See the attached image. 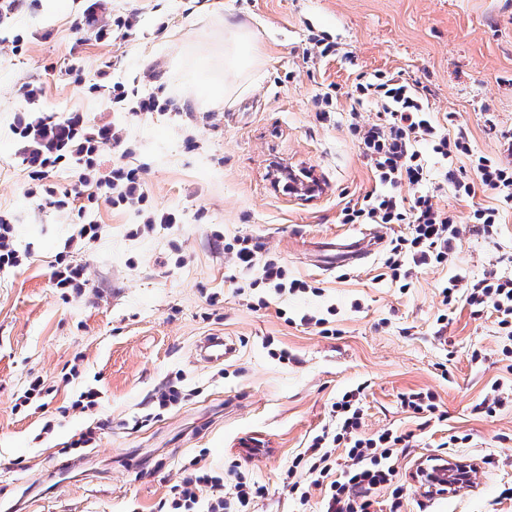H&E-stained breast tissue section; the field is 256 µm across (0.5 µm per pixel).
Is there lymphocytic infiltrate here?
<instances>
[{
	"label": "lymphocytic infiltrate",
	"instance_id": "lymphocytic-infiltrate-1",
	"mask_svg": "<svg viewBox=\"0 0 512 512\" xmlns=\"http://www.w3.org/2000/svg\"><path fill=\"white\" fill-rule=\"evenodd\" d=\"M74 84L84 85L86 93L108 92L113 104H134L136 112H160L164 105L157 95H139L136 89L116 82L84 84L79 67L68 71ZM356 102L371 101L382 110L379 123L362 125L351 122L362 155L375 181L374 188L361 202L341 210L345 224H399L403 230L394 236L383 261L393 282H410L416 269L429 265H448L453 260L459 225H478L486 236H493L499 224L494 207H476L468 215L458 216L435 207L423 184L428 175L427 154L446 163L445 179L456 196L474 197L477 191L494 195L503 203L512 202V165L498 158L474 154L464 133H449L435 123L416 86L387 75L361 79L352 92ZM12 132L20 141H32L36 150L25 165L31 182L28 195H42L46 205L74 214L79 239L97 241L104 231L94 214L100 202L112 207L136 206L144 230L176 223L174 213L154 208L141 178V171L123 160L103 167L105 147L132 152L122 133L109 125L89 132L81 115L60 117L45 114L35 121L17 114ZM469 158L470 174H462L453 163ZM75 167L78 180L89 186L83 202L71 193H57L46 180L50 172ZM261 242L244 238L226 247L232 273L230 282L249 279L251 287L269 290L258 298V308H268L270 296L310 291L309 282L289 278L287 269L277 260L262 256ZM445 304L464 301L472 314L490 312L499 333L512 335V275L489 270L477 282L451 276L442 290ZM334 428H322L312 437L304 452L297 454L287 471V485L300 504H307L312 490L322 494L323 512H377L375 493L388 489V512H401L404 487L398 479L396 461L400 449L408 447L407 435L384 429L371 436L360 432L364 410L360 393L344 392L332 405ZM265 494L264 485L252 476L229 466L224 472L199 471L184 476L172 498L160 500L156 512H251L254 502Z\"/></svg>",
	"mask_w": 512,
	"mask_h": 512
}]
</instances>
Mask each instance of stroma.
<instances>
[{"mask_svg":"<svg viewBox=\"0 0 512 512\" xmlns=\"http://www.w3.org/2000/svg\"><path fill=\"white\" fill-rule=\"evenodd\" d=\"M86 5L26 0L0 18V216L31 253L0 272V506L152 512L184 473L234 463L268 487L255 512H295L285 471L328 422L332 403L359 387L364 434L389 427L412 437L397 463L407 487L401 512H512L500 496L512 481V408L494 417L474 410L492 382L507 379L502 350L511 341L492 317L463 306L448 326L437 322L449 275L476 280L512 256V208L500 209L495 239L463 225L453 264L422 269L404 290L378 278L399 225L385 229L365 261L340 250L375 230L340 221L342 208L374 186L348 128L355 107L363 121L378 119L375 105H355L356 77L382 71L416 84L435 117L457 113L474 150L499 156L497 134L512 130V0H98L100 22L131 13L138 20L132 35L109 44L83 30ZM228 21L246 25L256 60L234 79L230 98L214 104L186 76L223 81V69L196 66L223 51ZM313 31L339 43L336 58L308 62ZM76 59L87 83L133 81L169 100L168 110L134 116L116 111L108 95L83 93L67 76ZM31 81L44 87L36 111L77 112L87 125L121 130L134 148L127 164L141 168L152 204L175 211L179 223L134 237L136 210L103 204L102 238L77 241L67 212L27 196L26 146L11 126L26 106L20 87ZM330 87L336 97L325 115L319 99ZM274 160L312 173L322 192L305 200L274 187ZM428 165L440 209L496 205L487 193L455 196L438 158ZM243 237L262 242L290 277L320 294L252 309L226 278L224 247ZM63 251L89 279L85 294L67 301L51 284ZM305 315L330 316L336 335L300 326ZM215 334L235 350L210 365L197 345ZM279 349L287 359L275 358ZM34 376L51 389L43 408L14 411ZM175 379L190 399L156 411L152 394ZM89 386L101 391L99 406L61 417ZM411 389L435 392L445 420L425 424L403 412L400 395ZM103 419L111 428L96 430ZM89 428L92 445L65 454ZM456 436L459 457L491 452L498 463L454 497L427 496L413 474Z\"/></svg>","mask_w":512,"mask_h":512,"instance_id":"obj_1","label":"stroma"}]
</instances>
